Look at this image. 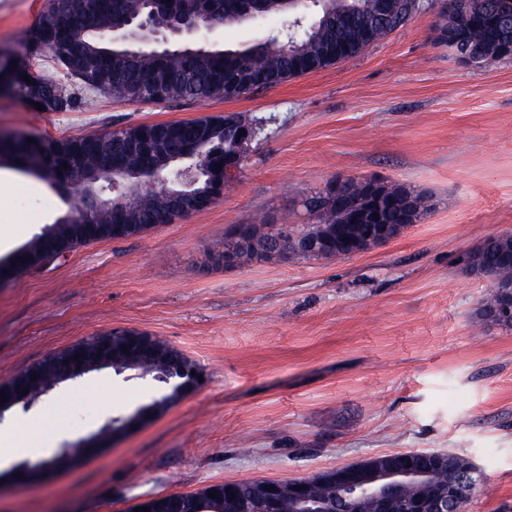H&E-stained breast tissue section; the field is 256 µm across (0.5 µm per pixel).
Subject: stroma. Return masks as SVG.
<instances>
[{"mask_svg": "<svg viewBox=\"0 0 512 512\" xmlns=\"http://www.w3.org/2000/svg\"><path fill=\"white\" fill-rule=\"evenodd\" d=\"M45 0H0V51L25 57ZM446 0L358 56L251 98L172 105L101 96L46 113L0 93V133L91 134L244 112L256 134L237 178L206 210L143 236L96 241L0 287V382L114 329L155 336L204 381L83 465L0 493V512H126L208 484L307 477L371 457L452 452L482 474L469 512H512V327L477 321L489 282L467 267L512 232V58L459 60L436 37ZM282 19L202 34L236 47ZM348 176L431 198L400 237L349 258L294 257L227 269L210 258L236 224L309 223L306 195ZM68 203L0 168L4 259ZM152 376L106 369L0 420L47 419L36 459L97 435L158 395ZM58 412L46 413L49 400Z\"/></svg>", "mask_w": 512, "mask_h": 512, "instance_id": "stroma-1", "label": "stroma"}]
</instances>
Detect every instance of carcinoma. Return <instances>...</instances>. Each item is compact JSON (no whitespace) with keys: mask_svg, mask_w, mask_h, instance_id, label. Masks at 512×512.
<instances>
[{"mask_svg":"<svg viewBox=\"0 0 512 512\" xmlns=\"http://www.w3.org/2000/svg\"><path fill=\"white\" fill-rule=\"evenodd\" d=\"M466 8L494 14L512 37V0H462ZM404 0H395L396 9L388 17L377 12L376 0H172L152 5L149 0H46L45 7L26 38L27 60L11 59L0 69L6 89L18 91L30 104L40 103L47 112L84 110L93 96L116 89L120 98L131 104H175L213 99L250 97L290 79L315 73L351 59L369 45L404 26L410 15ZM204 7L213 12L217 25H232L254 16L288 19V39L276 36L239 49H212L206 46H177L171 50L136 48L112 40V28L151 16L153 25L164 30L179 14ZM29 77L24 81L23 77ZM237 126L252 125L245 113L225 117H204L176 122L137 124L125 128L81 136L52 137L33 133L14 134L0 139V165L8 163L33 175L66 196L70 186L82 180L84 195L94 194L107 200L111 178L132 188L155 186L162 195L161 205L142 201L125 206L128 223L122 237L149 233L163 224H172L179 215L168 204L204 196L209 191L206 165L194 158L191 147L205 144L202 154L232 150L231 139L224 135V121ZM33 142H28V139ZM117 155L120 167L98 180L87 178L89 161ZM67 167H62V164ZM383 198H397L399 207L380 213L383 224H413L428 210L426 200L397 185H378ZM304 207L313 218L310 224L292 228L297 234L314 235L344 220L342 212L330 204L322 192L306 196ZM106 217H95L74 201L70 211L48 225L42 236L48 248L59 255L96 240H110ZM45 249L23 246L0 273L7 279L42 267ZM475 269L496 264V240L487 238L469 255ZM150 344L160 357L138 365L115 362L112 368L140 370L154 380L167 384L164 356L177 355L182 366L197 369L186 356L165 342L152 337ZM76 345L54 352L10 379L0 382L4 391L24 390L31 374L53 376L71 359ZM182 398V392L170 387L142 405L126 421L149 420ZM89 449L74 444L44 460L51 470H64ZM234 499L224 496V486L210 484L191 492L167 495L166 502L178 504L176 512H255L254 501L260 490L256 484L243 489L236 486ZM216 497H210V494Z\"/></svg>","mask_w":512,"mask_h":512,"instance_id":"1","label":"carcinoma"}]
</instances>
